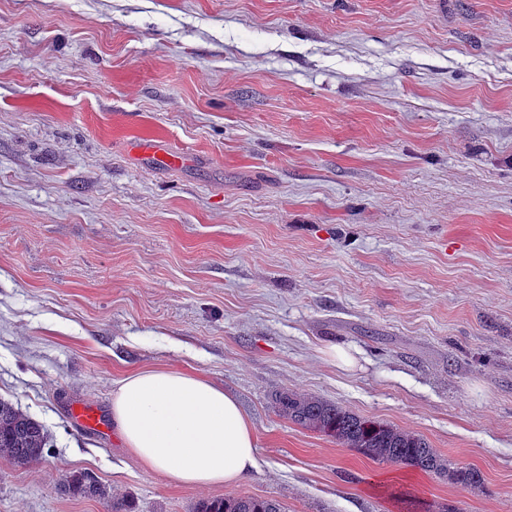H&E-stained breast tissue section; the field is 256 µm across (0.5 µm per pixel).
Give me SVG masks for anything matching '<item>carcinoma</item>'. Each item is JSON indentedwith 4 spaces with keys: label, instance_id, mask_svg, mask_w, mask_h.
<instances>
[{
    "label": "carcinoma",
    "instance_id": "1",
    "mask_svg": "<svg viewBox=\"0 0 512 512\" xmlns=\"http://www.w3.org/2000/svg\"><path fill=\"white\" fill-rule=\"evenodd\" d=\"M275 411L288 421L331 437L342 447L373 460L446 476L452 483L470 491L483 484L480 470L454 466L422 435L361 417L319 396L283 392L276 397ZM46 446L47 436L42 424L13 403L0 399V457L18 466H28L43 457ZM65 485L74 495L109 498L110 512H129L125 499L108 497L103 484L89 473L69 475ZM192 512H284V507L275 499L237 496L202 499L196 502Z\"/></svg>",
    "mask_w": 512,
    "mask_h": 512
}]
</instances>
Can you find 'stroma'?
Here are the masks:
<instances>
[{
  "mask_svg": "<svg viewBox=\"0 0 512 512\" xmlns=\"http://www.w3.org/2000/svg\"><path fill=\"white\" fill-rule=\"evenodd\" d=\"M158 366L238 399V486L77 431L70 403L110 420ZM286 389L424 435L483 490L302 429ZM0 398L50 438L0 459V512H107L73 471L131 512H512V0H0ZM65 485L73 495L83 497H108L106 488L94 476L86 472H78L66 476ZM192 512H284L283 505L275 499L252 496L202 499L196 502Z\"/></svg>",
  "mask_w": 512,
  "mask_h": 512,
  "instance_id": "stroma-1",
  "label": "stroma"
}]
</instances>
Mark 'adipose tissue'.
<instances>
[{
	"label": "adipose tissue",
	"mask_w": 512,
	"mask_h": 512,
	"mask_svg": "<svg viewBox=\"0 0 512 512\" xmlns=\"http://www.w3.org/2000/svg\"><path fill=\"white\" fill-rule=\"evenodd\" d=\"M112 420L147 470L177 487H233L256 465L254 429L222 386L184 369L133 371L112 397Z\"/></svg>",
	"instance_id": "ef3b65f1"
}]
</instances>
